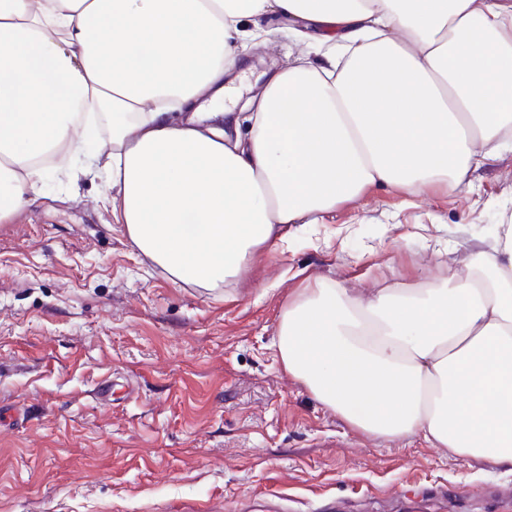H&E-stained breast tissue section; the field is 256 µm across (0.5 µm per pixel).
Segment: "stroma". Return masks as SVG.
Instances as JSON below:
<instances>
[{"label":"stroma","instance_id":"stroma-1","mask_svg":"<svg viewBox=\"0 0 512 512\" xmlns=\"http://www.w3.org/2000/svg\"><path fill=\"white\" fill-rule=\"evenodd\" d=\"M90 150L0 223V512H512L511 472L354 428L274 346L299 288H425L488 247L512 221L511 149L469 191L372 189L289 225L215 290L134 247Z\"/></svg>","mask_w":512,"mask_h":512}]
</instances>
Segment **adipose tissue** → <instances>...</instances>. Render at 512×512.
<instances>
[{
	"label": "adipose tissue",
	"instance_id": "ef3b65f1",
	"mask_svg": "<svg viewBox=\"0 0 512 512\" xmlns=\"http://www.w3.org/2000/svg\"><path fill=\"white\" fill-rule=\"evenodd\" d=\"M264 15L308 51L244 100L242 21ZM90 114L112 126L93 160L131 242L220 288L367 189L469 188L512 140V0H0V223ZM277 336L352 426L512 470V223L429 288L298 289Z\"/></svg>",
	"mask_w": 512,
	"mask_h": 512
}]
</instances>
